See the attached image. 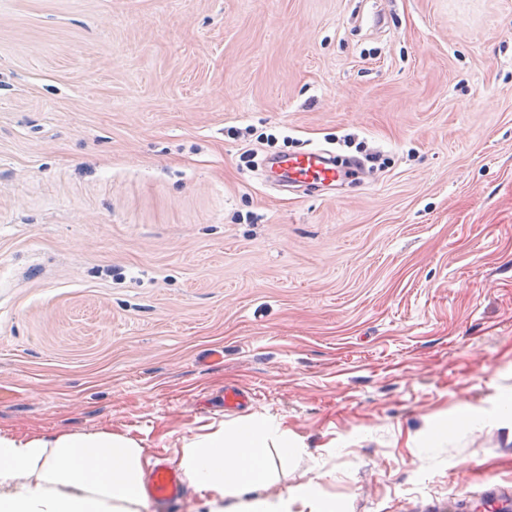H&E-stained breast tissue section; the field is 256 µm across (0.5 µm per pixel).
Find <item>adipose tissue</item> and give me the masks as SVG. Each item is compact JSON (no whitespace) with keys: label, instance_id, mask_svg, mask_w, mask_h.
<instances>
[{"label":"adipose tissue","instance_id":"1","mask_svg":"<svg viewBox=\"0 0 512 512\" xmlns=\"http://www.w3.org/2000/svg\"><path fill=\"white\" fill-rule=\"evenodd\" d=\"M270 424L250 419L185 442L179 466L210 492L209 512H337L318 484L270 498L275 460ZM144 452L109 431L28 439L0 435V512H133L143 498Z\"/></svg>","mask_w":512,"mask_h":512}]
</instances>
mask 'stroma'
<instances>
[{"mask_svg":"<svg viewBox=\"0 0 512 512\" xmlns=\"http://www.w3.org/2000/svg\"><path fill=\"white\" fill-rule=\"evenodd\" d=\"M312 148L381 163L256 166ZM0 386V435L261 416L271 494L512 512V0H0ZM326 151L311 150L297 154H288L270 162L268 172L283 184L292 182L319 181L333 184L336 182V166L329 161Z\"/></svg>","mask_w":512,"mask_h":512,"instance_id":"stroma-1","label":"stroma"}]
</instances>
